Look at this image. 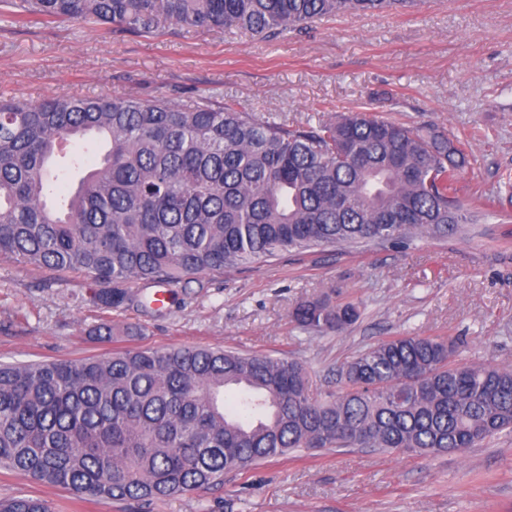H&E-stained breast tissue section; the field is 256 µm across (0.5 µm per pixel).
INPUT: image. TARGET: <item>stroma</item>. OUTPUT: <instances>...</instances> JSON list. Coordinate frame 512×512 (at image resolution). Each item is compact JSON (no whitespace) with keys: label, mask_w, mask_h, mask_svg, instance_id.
I'll return each instance as SVG.
<instances>
[{"label":"stroma","mask_w":512,"mask_h":512,"mask_svg":"<svg viewBox=\"0 0 512 512\" xmlns=\"http://www.w3.org/2000/svg\"><path fill=\"white\" fill-rule=\"evenodd\" d=\"M124 94L232 102L291 125L350 111L435 124L463 143L458 196L478 222L465 238L322 247L210 274L149 313L101 306L81 273L1 257L0 362L198 345L295 358L315 391H336L359 351L415 333L453 338L458 362L512 367V202L496 199L512 175V0H423L266 39L177 25L106 33L0 5V98ZM326 292L359 319L340 334L298 328L296 308ZM103 323L111 337L96 335ZM15 497L51 512H512V433L431 456L303 450L146 505L79 507L67 489L2 468L0 500Z\"/></svg>","instance_id":"stroma-1"}]
</instances>
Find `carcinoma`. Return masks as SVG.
<instances>
[{"label": "carcinoma", "instance_id": "1", "mask_svg": "<svg viewBox=\"0 0 512 512\" xmlns=\"http://www.w3.org/2000/svg\"><path fill=\"white\" fill-rule=\"evenodd\" d=\"M48 20L150 32L235 27L259 37L416 0H24ZM70 142L81 149L64 152ZM463 151L424 124L363 112L312 126L209 102L134 96L0 100V256L78 271L108 308L149 309L143 287L188 288L322 246L455 236ZM359 317L325 295L303 328ZM442 336L383 340L316 397L302 362L199 346L98 360L0 363V467L75 500L149 503L323 448L462 452L512 429V369L459 365ZM0 512H50L12 498Z\"/></svg>", "mask_w": 512, "mask_h": 512}]
</instances>
